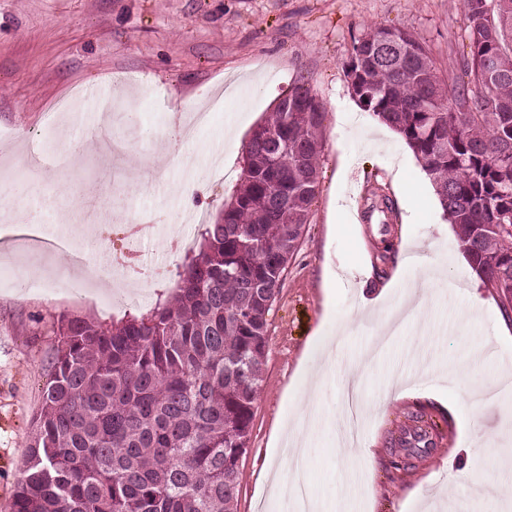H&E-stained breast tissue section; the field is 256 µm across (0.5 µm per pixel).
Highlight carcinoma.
Instances as JSON below:
<instances>
[{"label": "carcinoma", "mask_w": 512, "mask_h": 512, "mask_svg": "<svg viewBox=\"0 0 512 512\" xmlns=\"http://www.w3.org/2000/svg\"><path fill=\"white\" fill-rule=\"evenodd\" d=\"M469 52L446 90L410 32L378 28L345 65L356 98L436 186L472 270L512 315V0H462ZM325 111L279 100L231 201L169 296L110 326L63 318L11 512H237L269 316L318 192ZM404 445L421 454L424 416Z\"/></svg>", "instance_id": "obj_1"}]
</instances>
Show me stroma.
Segmentation results:
<instances>
[{"label": "stroma", "mask_w": 512, "mask_h": 512, "mask_svg": "<svg viewBox=\"0 0 512 512\" xmlns=\"http://www.w3.org/2000/svg\"><path fill=\"white\" fill-rule=\"evenodd\" d=\"M467 25L461 0H0V175L38 180L41 195L16 210L36 214L48 234L71 235L90 256L79 272L61 255L44 265L35 248L9 256L15 225L0 219V512H11L29 459L59 319L108 325L168 294L184 258L171 240L197 236L192 215L216 221L238 182L244 142L296 91L309 92L325 110L319 189L270 315L238 512L287 510L283 499L259 500L256 484L270 463L272 432L292 423L307 401L302 374L318 363V334L335 337L340 362L317 393L315 467L298 478L315 504L327 510L345 499L353 512H484L471 485L481 481L486 494L494 491L485 451L512 456V321L470 268L420 161L396 131L363 110L345 73L356 38L397 27L426 46L441 79L451 78L467 49ZM111 96L132 107L125 125L115 122ZM192 108L211 120L189 140L181 131ZM62 126L67 164L50 160L30 170V152ZM375 189L390 198V219L371 213ZM144 209L165 228L145 248L148 260L166 265L165 277L101 278L112 267L121 216ZM408 251L419 252L422 263L404 264ZM327 266L339 275L328 306ZM117 292L142 301L126 310L101 306ZM382 292L388 309L415 296L430 324L423 332L406 324L369 361L379 327L359 319L358 310ZM472 292L484 305L460 321ZM351 369L372 409L362 435L376 452L371 464L360 448L336 445ZM397 377L414 392L391 401L385 391ZM437 388L459 396L456 413L426 399ZM414 412L435 428L430 450L411 456L400 440ZM461 419L473 432L460 447ZM429 477V491L409 498Z\"/></svg>", "instance_id": "35a3bbf8"}]
</instances>
